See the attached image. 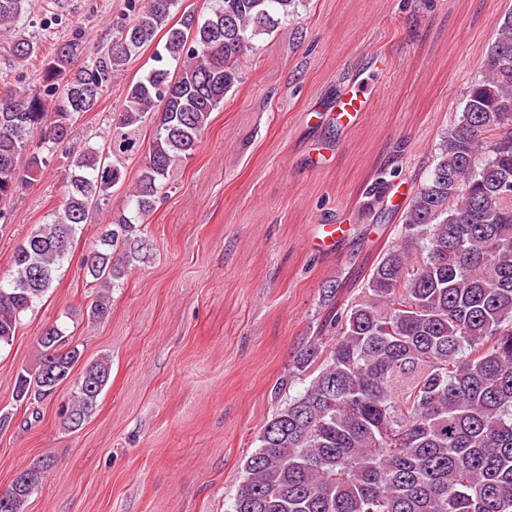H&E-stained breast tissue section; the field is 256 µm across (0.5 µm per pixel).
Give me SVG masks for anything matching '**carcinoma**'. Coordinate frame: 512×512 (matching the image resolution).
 I'll return each instance as SVG.
<instances>
[{"instance_id":"obj_1","label":"carcinoma","mask_w":512,"mask_h":512,"mask_svg":"<svg viewBox=\"0 0 512 512\" xmlns=\"http://www.w3.org/2000/svg\"><path fill=\"white\" fill-rule=\"evenodd\" d=\"M28 2L0 0L18 69L0 74V224L11 219L5 202L57 158L63 201L16 251L11 279H0V348L138 155L135 188L82 261V316H109L111 290L150 258L146 218L172 192L170 170L191 158L241 83L255 39L293 19L300 0H217L205 19L185 12L177 21L178 0H126L105 42L92 48L78 35L48 54L18 27ZM150 46L156 65L124 88L107 146H71L79 118ZM38 58L48 99L22 82L20 69ZM401 221L362 295L328 317L334 336L297 354L304 387L261 428L232 512H512V10ZM37 345V368L18 373L13 391L38 416L36 405L56 393L41 385L45 362L71 371L82 351L56 322ZM111 371L107 356L86 363L59 412L67 428L92 416ZM12 489L8 512H26L33 491Z\"/></svg>"}]
</instances>
